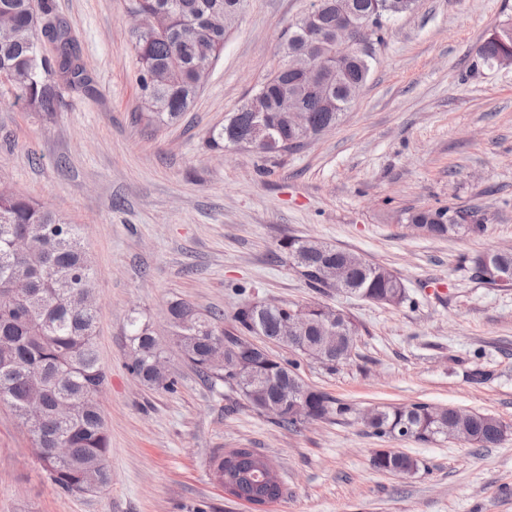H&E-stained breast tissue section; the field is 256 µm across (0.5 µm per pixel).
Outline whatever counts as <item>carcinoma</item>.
<instances>
[{
  "label": "carcinoma",
  "instance_id": "carcinoma-1",
  "mask_svg": "<svg viewBox=\"0 0 512 512\" xmlns=\"http://www.w3.org/2000/svg\"><path fill=\"white\" fill-rule=\"evenodd\" d=\"M390 0H352L356 12L376 15V29L367 43L339 75L326 70L318 84H305L293 72L274 70L256 92L222 126L208 132L206 144L212 151L250 147L253 126L262 123L274 138L275 154L293 153L303 145H287L295 139L288 113L276 109L278 97L286 91L303 98L313 131L336 125L354 103L351 95L369 80L377 50L384 43L386 19L413 9L416 0H396L399 9L384 7ZM244 0H128L130 12L146 15L150 27L131 33L136 79L141 94L140 118L151 125H170L188 111L206 75L201 48L218 59L224 50V12L243 8ZM330 40L319 45L304 41L306 16L288 30L285 44L298 47V56L311 57L323 65L333 64L336 53V13L327 7L320 17ZM0 27L7 36L0 40V87L14 93L15 103L51 114L62 103L63 90L90 92L92 77L84 65L79 41L71 26L55 13L53 0H0ZM504 43L489 37L480 47L483 65L492 66L498 49L512 47V22L497 31ZM54 45L45 56L44 41ZM468 210L453 206L415 210L407 213L410 224L428 225L431 236L444 237L467 228L474 234L485 229ZM310 239H291L284 244L305 263L300 265L307 285L322 288L315 274L316 258ZM351 296L387 304L407 300V289L387 268L370 264L350 271ZM95 293V274L82 243L80 227L68 223L56 210L13 191L0 194V402L8 403L16 418L32 436L34 447L43 450L40 462L52 483L71 495H89L109 486L107 466L109 436L100 404L93 395L106 382L95 341L98 309L88 301ZM288 304L246 303L234 314L232 329L224 328V314L204 311L194 303L177 300L169 304L168 324L172 345L189 362L199 378L212 385H240L224 378V370L212 363L215 351L239 335L262 336L275 342ZM130 369L144 385L172 391L176 378H160L151 369L156 333L152 326L134 318L130 321ZM337 347L331 368L350 359L356 329ZM42 395L45 408L41 424L29 427L24 418L26 400L32 393ZM309 416L324 420L343 415L349 407L336 404L326 393L309 388ZM373 420L364 423L374 435L395 439L433 442L445 437V425L435 407L414 403L401 407L372 409ZM458 440L478 448L497 444L509 425L486 412L472 411L470 418L455 423ZM71 449L62 461L50 449ZM378 471L407 475L419 470V461L403 452L398 456L380 448L371 457ZM273 463L250 448H236L214 460L213 470L231 494L253 505H266L281 498L279 484L263 481Z\"/></svg>",
  "mask_w": 512,
  "mask_h": 512
}]
</instances>
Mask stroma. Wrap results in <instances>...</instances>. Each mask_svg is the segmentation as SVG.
I'll use <instances>...</instances> for the list:
<instances>
[{
	"mask_svg": "<svg viewBox=\"0 0 512 512\" xmlns=\"http://www.w3.org/2000/svg\"><path fill=\"white\" fill-rule=\"evenodd\" d=\"M75 30L94 94L64 92L46 115L0 95V186L81 225L96 273L101 406L112 481L62 492L0 402V512H254L213 476L216 456L249 448L273 460L283 497L266 512H512V430L491 448L372 435L360 414L424 402L495 415L512 427V285L477 279L476 256L512 247V66L479 47L512 19V0H417L391 17L370 80L338 125L272 158L213 152L223 124L274 68L282 35L310 0H245L224 51L184 118H138L126 0H54ZM485 214L486 230L428 237L408 210L447 204ZM315 239L390 269L408 298L379 305L308 287L284 241ZM186 299L223 312L244 303L342 310L357 336L336 368L296 359L310 386L349 406L292 433L227 386L202 383L177 352L175 391L131 373V317L167 339L164 313ZM483 379H476V372ZM396 448L420 470L374 469Z\"/></svg>",
	"mask_w": 512,
	"mask_h": 512,
	"instance_id": "stroma-1",
	"label": "stroma"
}]
</instances>
